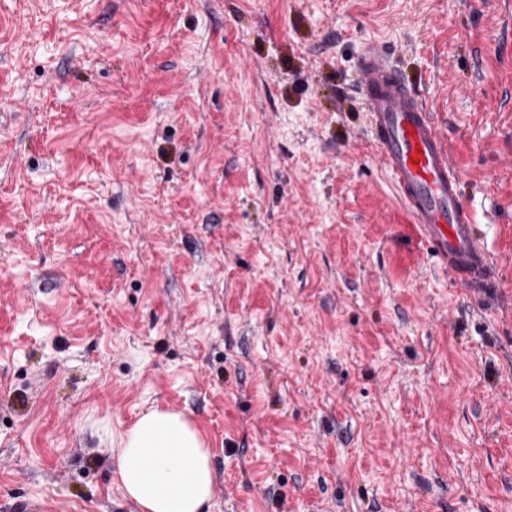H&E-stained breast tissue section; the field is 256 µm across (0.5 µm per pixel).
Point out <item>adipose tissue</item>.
Returning a JSON list of instances; mask_svg holds the SVG:
<instances>
[{"label": "adipose tissue", "instance_id": "obj_1", "mask_svg": "<svg viewBox=\"0 0 512 512\" xmlns=\"http://www.w3.org/2000/svg\"><path fill=\"white\" fill-rule=\"evenodd\" d=\"M104 437L118 486L139 512H202L215 471L205 437L187 414L154 407Z\"/></svg>", "mask_w": 512, "mask_h": 512}]
</instances>
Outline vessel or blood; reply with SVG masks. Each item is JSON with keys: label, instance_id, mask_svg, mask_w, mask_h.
Listing matches in <instances>:
<instances>
[{"label": "vessel or blood", "instance_id": "obj_1", "mask_svg": "<svg viewBox=\"0 0 512 512\" xmlns=\"http://www.w3.org/2000/svg\"><path fill=\"white\" fill-rule=\"evenodd\" d=\"M355 92L380 164L422 242L466 291L496 285L495 265L460 193V178L420 92L376 50L359 61Z\"/></svg>", "mask_w": 512, "mask_h": 512}]
</instances>
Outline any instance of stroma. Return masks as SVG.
<instances>
[{
    "instance_id": "1",
    "label": "stroma",
    "mask_w": 512,
    "mask_h": 512,
    "mask_svg": "<svg viewBox=\"0 0 512 512\" xmlns=\"http://www.w3.org/2000/svg\"><path fill=\"white\" fill-rule=\"evenodd\" d=\"M370 48L500 300L376 159ZM155 406L205 512H512V0H0V506L137 512L101 433ZM355 92L369 117L377 159L422 242L467 292L496 288L495 265L460 193L448 143L420 92L375 49L359 61ZM416 148L418 165L410 162Z\"/></svg>"
}]
</instances>
